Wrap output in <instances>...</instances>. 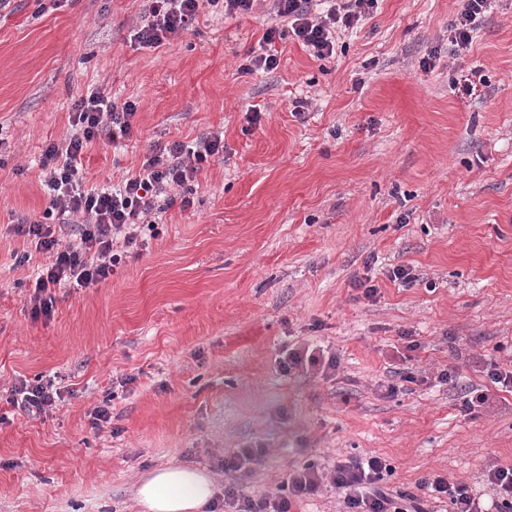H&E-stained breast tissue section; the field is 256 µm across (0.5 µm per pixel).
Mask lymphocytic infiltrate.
Wrapping results in <instances>:
<instances>
[{
    "instance_id": "lymphocytic-infiltrate-1",
    "label": "lymphocytic infiltrate",
    "mask_w": 512,
    "mask_h": 512,
    "mask_svg": "<svg viewBox=\"0 0 512 512\" xmlns=\"http://www.w3.org/2000/svg\"><path fill=\"white\" fill-rule=\"evenodd\" d=\"M256 0H154L149 16L133 30L132 41L148 48L159 47L184 33L205 8L225 14H248ZM276 19L263 40L293 38L313 47L317 56L333 54L339 33L354 29L370 16L376 0H271ZM491 0H459L450 26L452 55L468 49L488 11ZM134 102L116 103L93 89L79 97L69 114L70 131L63 142H50L41 156L44 187L49 202L42 215L19 219L15 231L46 255L45 264L33 275L30 297L32 315L50 316L54 289L91 288L114 276L126 257L145 244L139 235L147 229L151 237L161 230L153 217L172 206H192L191 185L205 162L223 156L224 135L215 133L190 142L173 141L152 146L143 156L137 173L118 185H91L86 181L82 158L97 139L115 143L133 135ZM76 224L69 243H60L49 221L53 217ZM339 359L320 346L286 349L279 362L282 372L312 374L335 372ZM61 397L52 384L37 382L15 386L10 399L19 409L40 414L55 406ZM388 465L377 456H350L338 461L329 472L308 464L287 475V495L258 499L242 496L234 485L224 488V503L234 512H291L294 502L331 486L342 496L341 512H426L418 494L394 492L381 485ZM419 487L430 496H443L450 512H486L462 482L441 476L422 479Z\"/></svg>"
}]
</instances>
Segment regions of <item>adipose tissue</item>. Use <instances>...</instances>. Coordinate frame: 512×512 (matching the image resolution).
Masks as SVG:
<instances>
[{
  "instance_id": "adipose-tissue-1",
  "label": "adipose tissue",
  "mask_w": 512,
  "mask_h": 512,
  "mask_svg": "<svg viewBox=\"0 0 512 512\" xmlns=\"http://www.w3.org/2000/svg\"><path fill=\"white\" fill-rule=\"evenodd\" d=\"M214 492V483L206 471L171 464L143 477L137 498L146 512H206Z\"/></svg>"
}]
</instances>
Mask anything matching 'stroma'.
I'll return each instance as SVG.
<instances>
[{"label":"stroma","instance_id":"stroma-1","mask_svg":"<svg viewBox=\"0 0 512 512\" xmlns=\"http://www.w3.org/2000/svg\"><path fill=\"white\" fill-rule=\"evenodd\" d=\"M151 6L0 7V512H143L139 479L182 463L209 472L216 497L235 482L257 499L304 464L372 455L393 468L386 489L439 475L487 494V467L512 466V394L472 418L459 406L487 363L512 362V0L457 57L456 0H378L333 55L278 40V68L253 73L267 0L204 11L147 49L130 32ZM92 88L137 114L124 145L88 146L89 182L120 183L157 142L220 131L224 155L198 173L192 207L157 214L164 232L139 256L105 284L56 289L36 320L29 280L46 256L16 265L13 226L45 209L41 154ZM399 266L415 282L391 280ZM404 333L420 344L416 380L387 398ZM302 343L336 352L335 376L281 373ZM450 366L454 387L437 380ZM40 377L63 390L56 408L13 407V387ZM256 446L249 475L224 472L226 453Z\"/></svg>","mask_w":512,"mask_h":512}]
</instances>
